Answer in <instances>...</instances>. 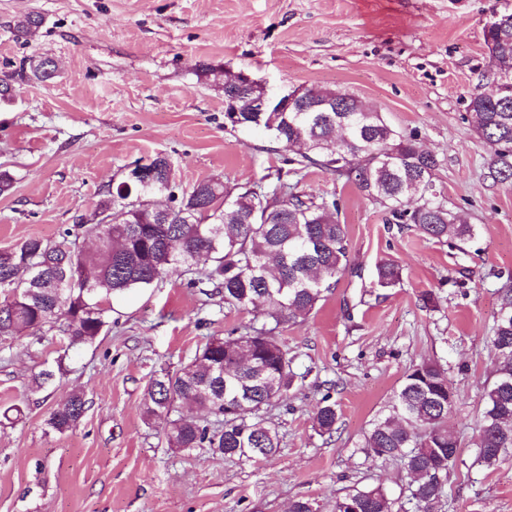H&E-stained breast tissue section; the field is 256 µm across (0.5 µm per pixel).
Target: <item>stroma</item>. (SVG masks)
Returning <instances> with one entry per match:
<instances>
[{"label":"stroma","instance_id":"stroma-1","mask_svg":"<svg viewBox=\"0 0 512 512\" xmlns=\"http://www.w3.org/2000/svg\"><path fill=\"white\" fill-rule=\"evenodd\" d=\"M505 10L512 0H0V81L15 90L0 100V171L13 178L0 195V251L57 240L127 165L159 153L180 192L208 178L250 186L282 167L287 147L226 123L211 75L220 68L273 95L340 88L377 108L437 157L440 199L476 227L451 248L390 223L332 173L289 176L297 192L341 199L350 266L316 312L279 328L297 378L264 413L281 437L266 461L173 450L165 419L142 417L157 371L179 370L209 337L263 322L188 287L183 271L112 298L109 326L71 348L66 373L45 387L33 378L66 345L61 324L0 335V512H289L301 497L325 510L336 493L375 486L406 504L409 476L368 460L361 441L424 360L448 372L458 394L448 426L463 443L436 512H512V457L491 472L475 461L499 290L512 285V184L489 177L491 149L467 108L489 82L485 23ZM29 14L40 27L16 38ZM39 56L55 60V78L20 79L21 61ZM383 259L399 269L395 287L376 284ZM74 390L85 416L72 431H49V413ZM326 396L339 414L330 436L312 421ZM12 406L20 415L4 418Z\"/></svg>","mask_w":512,"mask_h":512}]
</instances>
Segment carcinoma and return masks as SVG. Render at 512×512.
I'll list each match as a JSON object with an SVG mask.
<instances>
[{"mask_svg":"<svg viewBox=\"0 0 512 512\" xmlns=\"http://www.w3.org/2000/svg\"><path fill=\"white\" fill-rule=\"evenodd\" d=\"M41 25L29 14L18 20V36L28 38ZM492 57L512 62V13L507 29L484 36ZM39 82L55 77L53 59H32L19 72ZM333 90L306 88L304 95L328 112H283L270 137L295 151L276 171L272 189L257 182L237 191L220 179L196 183L177 194L164 187V210L130 208L125 201L141 195L119 183L95 202L93 215L112 223L73 224L60 240L29 238L0 252V291H5L8 323L1 334L35 336L64 321L68 346L93 341L107 326L109 298L145 290L178 268L196 274L193 288L224 290V303L260 311L266 321L232 329L209 340L176 372L162 369L149 381L142 403L144 420L167 418L166 440L177 449L207 448L229 459L266 460L279 451V436L262 412L288 397L296 374L278 336L281 324L306 317L324 300L349 262L348 233L336 195L287 190L282 178L315 167L330 171L381 204L394 224H415L427 237L449 246L471 240L472 224L430 194L438 159L420 149L416 135L390 125L380 112H364L353 94L332 101ZM468 107L474 130L491 148L489 176L512 183V97L484 96L474 90ZM95 242L91 252L77 241ZM377 285L399 281L395 265L376 266ZM497 355L494 380L483 387L476 460L495 470L512 454V289H501V307L492 328ZM63 350L56 367L45 368L34 382L42 387L62 373ZM457 394L435 362L408 371L386 409L369 423L362 447L373 459L391 460L412 479L414 512H435L442 502L448 473L461 456L462 442L448 430V410ZM201 410V417L171 418L176 404ZM87 400L69 393L49 414V429L65 433L81 422ZM336 404L323 398L313 417L315 430L336 432ZM393 512L394 500L381 487L356 488L332 503V512Z\"/></svg>","mask_w":512,"mask_h":512,"instance_id":"obj_1","label":"carcinoma"}]
</instances>
